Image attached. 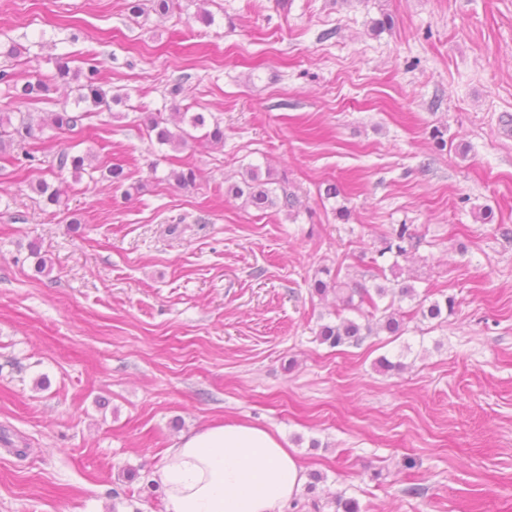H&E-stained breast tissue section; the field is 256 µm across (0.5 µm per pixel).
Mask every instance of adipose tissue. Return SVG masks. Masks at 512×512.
Here are the masks:
<instances>
[{
    "label": "adipose tissue",
    "mask_w": 512,
    "mask_h": 512,
    "mask_svg": "<svg viewBox=\"0 0 512 512\" xmlns=\"http://www.w3.org/2000/svg\"><path fill=\"white\" fill-rule=\"evenodd\" d=\"M153 479L166 512H283L305 474L277 433L233 422L179 438Z\"/></svg>",
    "instance_id": "obj_1"
}]
</instances>
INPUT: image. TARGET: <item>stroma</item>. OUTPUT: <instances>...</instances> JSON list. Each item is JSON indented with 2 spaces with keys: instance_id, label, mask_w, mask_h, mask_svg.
Wrapping results in <instances>:
<instances>
[{
  "instance_id": "35a3bbf8",
  "label": "stroma",
  "mask_w": 512,
  "mask_h": 512,
  "mask_svg": "<svg viewBox=\"0 0 512 512\" xmlns=\"http://www.w3.org/2000/svg\"><path fill=\"white\" fill-rule=\"evenodd\" d=\"M178 2L0 0L8 71L48 80L93 53L107 93L59 133L46 114L87 103L0 84V112L37 135L33 160L0 153V512H165L166 449L218 422L280 432L301 460L284 512H512V0ZM188 108L223 146L149 137L145 115ZM67 147L125 180L52 172ZM251 167L295 214L228 195ZM40 178L65 208L39 202ZM401 224L419 249L380 255ZM394 264L454 297L448 320L404 299V334L321 343L342 304L311 295L316 270L371 288Z\"/></svg>"
}]
</instances>
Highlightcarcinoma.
Instances as JSON below:
<instances>
[{"label": "carcinoma", "instance_id": "1", "mask_svg": "<svg viewBox=\"0 0 512 512\" xmlns=\"http://www.w3.org/2000/svg\"><path fill=\"white\" fill-rule=\"evenodd\" d=\"M57 73L55 79L67 84L76 82L78 100L90 98L98 101L101 92L99 83L101 70L97 59L91 58L83 69L71 70L68 62L59 60L56 64ZM0 83L7 85L13 93V97L25 102L35 103L49 98L51 92L58 90L55 84L43 80H19L15 74L0 69ZM91 116L89 112H73L62 109L50 115L49 127L58 131H72L83 124V121ZM147 131L154 134L156 141L161 145L180 147L195 138V132H202V138L210 142L224 144V128L216 119H208L202 112H176L169 118L157 112L147 116L145 120ZM34 137L31 114L27 112H1L0 113V151L18 147L23 150L25 159L34 161L35 156L26 150L29 141ZM91 152L82 154L62 150L53 157L50 168L63 173L68 171L79 180L85 174L93 175L97 168L91 164ZM31 191L36 194L45 205L61 207L64 202L61 193L53 185L44 179H40L30 185ZM230 193L235 198L244 199V203L259 210L280 208L288 212L296 206V197L286 187L275 189L269 179H263L258 170L249 168L241 183L231 186ZM419 240L408 224H401L393 229L389 237L383 241L380 255L390 253L396 257H406L417 250ZM392 278H384L385 284H378L374 289L368 288H342L338 276L331 275L328 268L319 269L310 284L314 294L325 296L333 291L342 295V303L350 310L360 311V304L366 302L375 312H381L377 323L380 328L391 335H398L403 330L405 315L394 308V303L384 308H379L378 301L396 295L402 298L414 300L418 297L416 288L406 282L397 281L398 275L395 267H390ZM359 296V303H354V296ZM455 301L451 297L444 300H434L429 305L418 302V312L424 319L435 320L443 317V314H452ZM373 331L371 323H359L354 318L336 316V321L321 325L319 336L322 342L331 347L344 345H358Z\"/></svg>", "mask_w": 512, "mask_h": 512}]
</instances>
